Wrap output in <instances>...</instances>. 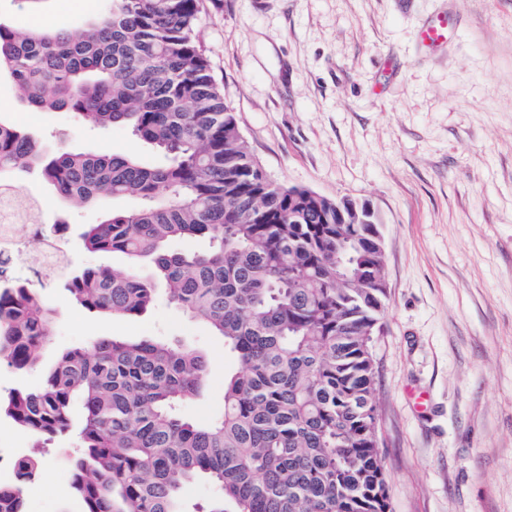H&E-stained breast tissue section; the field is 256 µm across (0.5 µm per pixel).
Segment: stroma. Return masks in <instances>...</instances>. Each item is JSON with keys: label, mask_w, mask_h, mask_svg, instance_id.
I'll return each instance as SVG.
<instances>
[{"label": "stroma", "mask_w": 512, "mask_h": 512, "mask_svg": "<svg viewBox=\"0 0 512 512\" xmlns=\"http://www.w3.org/2000/svg\"><path fill=\"white\" fill-rule=\"evenodd\" d=\"M109 6L49 0L45 13L74 30ZM431 24L448 29L440 46L421 40ZM198 33L266 176L368 203L381 227L388 297L373 351L390 512H512V0H201ZM0 120L50 148L162 161L126 127L17 107L4 76ZM16 182L62 223L71 267L124 265L79 246L111 198L67 209L36 173ZM31 288L55 320L40 368L0 362V398L38 389L72 347L150 337L208 354L205 384L182 412L221 415L234 362L167 300L110 320L76 305L63 282ZM76 453L74 436L48 442L25 512H82Z\"/></svg>", "instance_id": "1"}]
</instances>
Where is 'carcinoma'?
Returning a JSON list of instances; mask_svg holds the SVG:
<instances>
[{
  "instance_id": "carcinoma-1",
  "label": "carcinoma",
  "mask_w": 512,
  "mask_h": 512,
  "mask_svg": "<svg viewBox=\"0 0 512 512\" xmlns=\"http://www.w3.org/2000/svg\"><path fill=\"white\" fill-rule=\"evenodd\" d=\"M76 31L0 24V73L17 101L122 125L161 150H46L0 121V191L36 169L66 205L100 196L137 202L81 234L89 253L120 254L123 271L84 268L67 292L112 319L152 308L157 284L222 339L235 368L222 414L190 420L209 358L180 343L105 338L64 352L34 391L0 414L36 447L76 433L72 485L83 512H185L184 489H218L208 512H388L379 453L373 334L387 300L377 224L336 223V202L268 181L248 152L198 39L199 0H110ZM205 237L204 252L174 251ZM147 262L153 276L137 266ZM52 310L32 291H0V360L34 368ZM79 406L81 422L73 420ZM36 455L15 460L0 512H25Z\"/></svg>"
}]
</instances>
